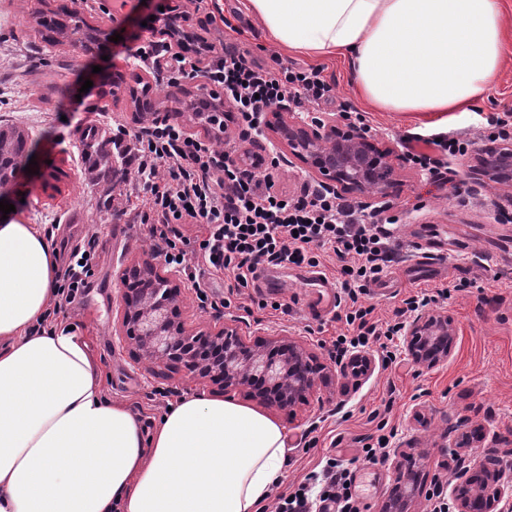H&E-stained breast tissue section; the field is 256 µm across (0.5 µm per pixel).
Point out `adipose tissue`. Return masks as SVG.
<instances>
[{
  "label": "adipose tissue",
  "instance_id": "obj_1",
  "mask_svg": "<svg viewBox=\"0 0 512 512\" xmlns=\"http://www.w3.org/2000/svg\"><path fill=\"white\" fill-rule=\"evenodd\" d=\"M280 49L338 59L383 112H465L506 47L505 0H246ZM60 250L0 221V512H265L288 437L275 418L190 396L145 431L110 400L82 336L39 326Z\"/></svg>",
  "mask_w": 512,
  "mask_h": 512
}]
</instances>
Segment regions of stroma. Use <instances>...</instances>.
I'll return each mask as SVG.
<instances>
[{
  "instance_id": "stroma-1",
  "label": "stroma",
  "mask_w": 512,
  "mask_h": 512,
  "mask_svg": "<svg viewBox=\"0 0 512 512\" xmlns=\"http://www.w3.org/2000/svg\"><path fill=\"white\" fill-rule=\"evenodd\" d=\"M50 7L73 5L91 26L111 32L112 41L98 53L77 55L70 44L49 45L33 28L31 11L38 0H0V121L28 132L36 144L35 173L20 171L10 198L13 219L52 229L63 251H70L88 233L99 237V265L86 295L68 306L63 323L84 337L103 372L109 399L125 402L146 428H153L166 408L156 391L166 388L180 395L215 396L214 385L173 367L147 372L134 364L129 348L113 334L120 319L123 276L136 261L149 256V227L134 212L115 217L106 212L102 188L84 172L77 150L80 131L90 124L132 133L148 119L135 112L125 91H112L109 79L122 75L127 84L142 80L152 85L156 108L168 120L199 134L203 125L185 111L188 95L210 91L205 79L188 83L187 93L155 83L146 68L130 57V48L153 37L148 24L158 15L162 0H47ZM231 23L225 42L240 41L257 61L299 68L311 67L307 57L288 54L267 38L260 22L249 15L242 0H219ZM323 76L333 88V101L299 113L315 112L348 129L345 112L364 114L366 137L388 148L398 177L385 198L396 220V234L409 249L400 262L386 269L362 301L374 306L383 320L392 319L406 295L454 282L468 281L467 289L452 292L437 313L451 317L457 329L453 357L432 369L419 367L393 341L395 363L385 361L378 347L368 348L367 375L344 376L331 353V342L346 333L335 315L317 318L308 309L309 288L301 281L302 268L268 266L267 288H249L237 307H210L197 298L187 278H179L181 312L192 332H207L224 321L238 320L247 343L288 337L301 342L323 363L329 381L323 403L299 406L295 414L274 411L288 433L282 488H289L326 457L354 460L362 512H378L395 479L392 460L370 464L356 457L366 438L378 436L380 420L394 428V443L420 459L425 489L449 483L460 466L472 464L477 453L463 443L458 456L445 445L460 441L459 421L494 433L512 443V187L489 183L476 170L479 150L497 138L492 117L512 113V48L508 49L499 80L487 96L468 112H372L354 97L346 67L323 61ZM94 87L84 109L71 111L69 97L82 81ZM224 138L236 153L278 158L268 175L276 191L300 194L317 177L306 164L281 147L269 134L238 141L235 122L224 124ZM467 141L465 154L442 161L440 176L406 160V144L417 136ZM264 300L268 309L243 316L242 307ZM314 434L317 445L304 450L302 438Z\"/></svg>"
}]
</instances>
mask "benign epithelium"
<instances>
[{"label":"benign epithelium","instance_id":"benign-epithelium-1","mask_svg":"<svg viewBox=\"0 0 512 512\" xmlns=\"http://www.w3.org/2000/svg\"><path fill=\"white\" fill-rule=\"evenodd\" d=\"M162 33L181 46L194 38L192 31L177 24ZM264 128L310 165L319 183L329 190L379 200L393 182L396 167L386 161L387 152L360 133L337 137L335 127L326 126L321 118L303 120L286 106L267 113ZM481 168L488 181L511 186L512 139L504 138L488 149ZM129 275L143 278V286L122 294L123 315L115 336L132 349L138 366L147 370L180 366L228 394L257 398L268 408L290 412L320 390L325 367L299 342L276 338L256 349L232 321L207 334L190 333L178 317L176 273L163 275L146 258L133 265ZM401 343L416 365L434 368L453 356L456 328L448 316L423 310L404 324ZM418 493V470L412 461L406 471L397 474L380 512H407ZM450 496L456 512H512V452L501 449L497 438L489 440L480 464L459 468Z\"/></svg>","mask_w":512,"mask_h":512}]
</instances>
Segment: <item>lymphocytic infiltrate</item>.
<instances>
[{"mask_svg":"<svg viewBox=\"0 0 512 512\" xmlns=\"http://www.w3.org/2000/svg\"><path fill=\"white\" fill-rule=\"evenodd\" d=\"M207 53L210 60L202 66L164 42L148 40L134 55L151 64L155 78L177 84L203 77L223 90L237 112L244 138L285 96L316 104L332 99L320 69L270 68L220 43L209 44ZM112 144L142 183L135 195L141 223L161 241L165 263L192 282L207 273H225L230 277L228 295L237 296L256 280L263 266L316 267L321 256L334 254L345 322L351 328L350 335L333 340L337 354L392 340L405 312L448 297L444 289L423 290L403 299L393 320L376 319L373 307L363 305L360 297L398 256L392 231L379 213H365L361 203L330 191L308 190L297 198L272 191L253 171L237 167L210 138L188 133L178 124L144 126L129 137L118 133ZM183 224L201 225L202 235H184L179 230ZM78 256L79 263L62 270L56 299L41 328H51L67 305L84 293L99 257L97 236L84 239ZM354 481L352 469L327 460L321 471L306 475L292 491L278 494L277 512H306L315 488L326 507L359 512Z\"/></svg>","mask_w":512,"mask_h":512,"instance_id":"1","label":"lymphocytic infiltrate"}]
</instances>
